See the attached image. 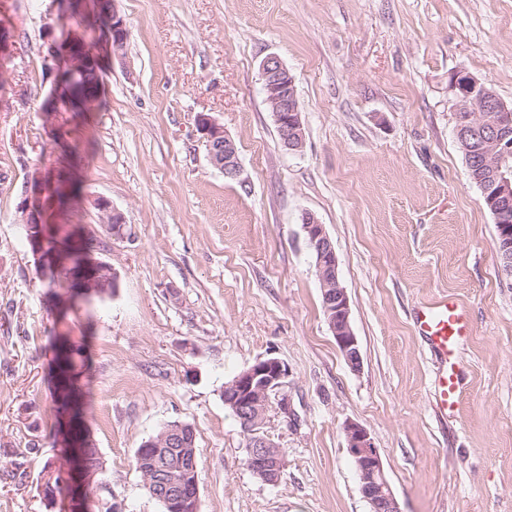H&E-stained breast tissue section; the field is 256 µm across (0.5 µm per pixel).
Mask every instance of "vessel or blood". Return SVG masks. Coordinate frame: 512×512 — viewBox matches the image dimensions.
<instances>
[{
  "label": "vessel or blood",
  "mask_w": 512,
  "mask_h": 512,
  "mask_svg": "<svg viewBox=\"0 0 512 512\" xmlns=\"http://www.w3.org/2000/svg\"><path fill=\"white\" fill-rule=\"evenodd\" d=\"M414 324L442 361L435 385V407L442 416L454 415L461 389L459 349L469 335L467 314L458 303L444 297L419 309Z\"/></svg>",
  "instance_id": "1"
}]
</instances>
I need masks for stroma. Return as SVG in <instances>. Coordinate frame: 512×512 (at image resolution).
I'll return each mask as SVG.
<instances>
[{
    "instance_id": "35a3bbf8",
    "label": "stroma",
    "mask_w": 512,
    "mask_h": 512,
    "mask_svg": "<svg viewBox=\"0 0 512 512\" xmlns=\"http://www.w3.org/2000/svg\"><path fill=\"white\" fill-rule=\"evenodd\" d=\"M128 40L102 61L103 109L49 112V33L90 17L77 0H0L14 45L0 92V512H60L54 460L55 339L91 360L86 422L104 461L92 512H162L134 465L163 425L193 427L199 512H368L343 433L370 432L402 512H512V277L493 215L455 138L450 79L464 72L512 106V0H115ZM295 79L301 151L286 150L260 63ZM213 117L239 179L208 160ZM85 163L81 209L58 212L106 247L117 286L58 316L17 205L32 174ZM130 231L111 237L91 204ZM323 224L338 259L362 367L352 371L321 308L302 226ZM448 296L469 313L454 416L434 406L438 361L414 308ZM288 369L266 421L286 467L268 483L224 385L257 359ZM38 453H29L31 443ZM27 453L25 472L7 465ZM196 130L208 150L210 162L224 172L225 178L236 180L241 170L234 141L211 116L200 114L196 119ZM92 205L98 211L101 223L106 224L111 236L125 235L124 218L121 213L112 209L110 201L103 197H96L92 200ZM112 224H117L115 229H112Z\"/></svg>"
}]
</instances>
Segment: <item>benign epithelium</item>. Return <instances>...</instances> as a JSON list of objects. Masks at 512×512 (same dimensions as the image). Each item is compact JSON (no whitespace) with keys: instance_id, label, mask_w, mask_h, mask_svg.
Segmentation results:
<instances>
[{"instance_id":"obj_1","label":"benign epithelium","mask_w":512,"mask_h":512,"mask_svg":"<svg viewBox=\"0 0 512 512\" xmlns=\"http://www.w3.org/2000/svg\"><path fill=\"white\" fill-rule=\"evenodd\" d=\"M93 15L107 34V43L100 51L89 43L78 28H67L60 35L47 39V60L55 79L48 101L53 108L76 105L83 111L97 109V101L84 94L83 79L99 71L100 57L116 56L124 48L128 31L124 18L115 6L104 8L102 0H93ZM265 102L273 113L283 147L298 151L304 144V126L296 97L295 80L288 68L275 55L265 57L260 64ZM454 111L463 113V124L457 128L468 156L482 157L487 182L481 183L483 197L495 215L503 207H512V167L506 165L512 156V109L486 85L464 72L451 79ZM196 130L208 150L210 162L224 172V177L236 180L241 170L234 141L211 116L200 114ZM69 191V183L37 172L31 176L18 204V213L28 232L30 251L39 271L63 284L65 291L57 296L56 311L65 314L78 299L90 300L112 294L117 276L112 265L84 249L91 233L73 237V250L65 252L52 243L56 224L51 220L58 207L59 196ZM101 223L115 237L125 235L124 218L112 209L103 197L92 200ZM303 229L316 255V270L324 299L325 312L340 353L350 368L361 367L357 337L350 321V302L338 278V262L332 241L317 218L303 216ZM288 376L286 365L275 357L262 358L236 374L224 384V404L233 408L243 427L250 431L247 440L246 465L261 480L274 483L286 465L284 452L263 431L271 396L276 394ZM189 428L181 423L166 424L162 430L144 441L138 453L139 466L148 492L160 500L167 512H198L199 485L187 486V478L197 471L196 449L189 447ZM347 449L359 478L360 491L369 505V512H401L399 503L387 479L383 462L368 430L355 422L343 427ZM181 446L177 466L161 468L158 461L167 449ZM72 452L67 465V494L81 512L95 474L87 460L85 442L68 444Z\"/></svg>"}]
</instances>
